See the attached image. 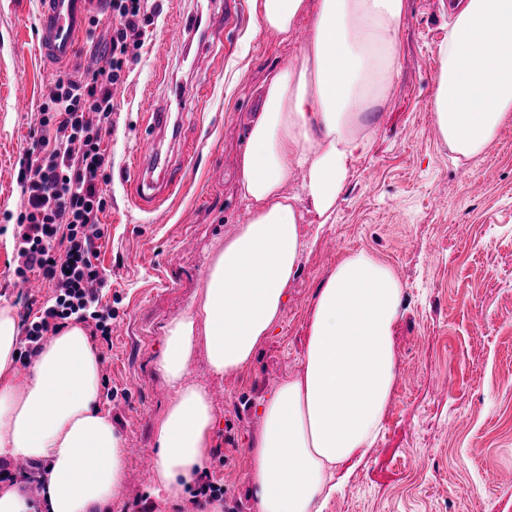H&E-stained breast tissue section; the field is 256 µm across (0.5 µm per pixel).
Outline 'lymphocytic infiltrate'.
<instances>
[{
	"label": "lymphocytic infiltrate",
	"instance_id": "lymphocytic-infiltrate-1",
	"mask_svg": "<svg viewBox=\"0 0 512 512\" xmlns=\"http://www.w3.org/2000/svg\"><path fill=\"white\" fill-rule=\"evenodd\" d=\"M149 0H109L112 34L107 67L78 79H60L41 108V135L20 162L27 206L16 224L14 274L39 273L53 288L52 303L29 324L25 352L34 355L63 320L90 322L103 338L112 335V310L99 305L106 281L92 258L104 235L99 215L107 201L101 189L111 158L102 146L112 130V88L126 82L134 50L150 22ZM66 239L58 250L57 239Z\"/></svg>",
	"mask_w": 512,
	"mask_h": 512
}]
</instances>
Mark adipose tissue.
Returning <instances> with one entry per match:
<instances>
[{
  "mask_svg": "<svg viewBox=\"0 0 512 512\" xmlns=\"http://www.w3.org/2000/svg\"><path fill=\"white\" fill-rule=\"evenodd\" d=\"M260 30L291 33L305 14L306 51L264 81L261 111L240 157L245 224L214 248L198 301L164 329L155 366L173 397L155 426L153 495L176 499L210 458L216 413L189 375L197 348L210 373L249 367L280 323L305 244L303 211L329 224L353 162L373 148L368 120L399 73L407 0H252ZM430 100L442 142L484 152L512 119V0H459ZM301 180L302 191L286 186ZM403 288L370 252H348L318 288L299 371L257 408L246 479L256 512H324L383 430L396 381L394 336ZM19 322L0 306V459L43 463L38 501L20 482L0 488V512H101L120 487L126 450L99 405L101 360L69 322L26 370Z\"/></svg>",
  "mask_w": 512,
  "mask_h": 512,
  "instance_id": "1",
  "label": "adipose tissue"
}]
</instances>
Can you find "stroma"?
I'll use <instances>...</instances> for the list:
<instances>
[{"mask_svg": "<svg viewBox=\"0 0 512 512\" xmlns=\"http://www.w3.org/2000/svg\"><path fill=\"white\" fill-rule=\"evenodd\" d=\"M143 46L123 93L114 97L111 157L103 184L107 228L97 264L112 308V341L91 343L111 397L100 404L128 447L124 480L108 512H206V499L151 495L154 428L173 396L155 367L164 326L193 304L212 250L247 217L239 160L261 108V85L305 51L310 17L288 36L258 30L251 0L239 24L198 53L197 34L169 39V18L224 0H154ZM37 0H0V305L21 321L52 294L48 282L22 293L13 237L25 197L19 160L40 131V106L55 81L84 73V59L107 66L106 25L80 40L77 61L53 69L36 47ZM448 33L441 0H408L399 35L400 69L389 99L373 114L371 152L359 158L336 203V221L305 214L308 242L273 336L245 370L211 376L197 356L192 380L208 386L217 425L205 482L223 489L224 512H255L245 450L257 432L255 410L303 361L314 296L337 261L365 249L389 263L404 288L394 338L398 378L384 429L325 512H512V121L482 155L456 159L430 111L436 44ZM206 83V98L179 118V133L158 134L152 114L175 84ZM152 139L170 164L192 141L196 154L182 190L159 207L135 209L131 154Z\"/></svg>", "mask_w": 512, "mask_h": 512, "instance_id": "obj_1", "label": "stroma"}]
</instances>
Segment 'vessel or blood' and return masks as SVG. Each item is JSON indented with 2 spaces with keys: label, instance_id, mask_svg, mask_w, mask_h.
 <instances>
[{
  "label": "vessel or blood",
  "instance_id": "b4317fda",
  "mask_svg": "<svg viewBox=\"0 0 512 512\" xmlns=\"http://www.w3.org/2000/svg\"><path fill=\"white\" fill-rule=\"evenodd\" d=\"M104 0H38L36 39L39 52L44 61L51 65L69 63L78 47L79 38L87 23V14L92 5L103 4ZM239 21L236 0H225L224 18L214 21L211 17L196 15L188 23H171L167 26L169 35L177 37L181 32L201 31L204 41L221 37L226 27L237 25ZM207 93L206 85L186 91L177 96L176 110L167 109L156 112L153 116L155 129L167 131L176 126L174 111H186L192 103L203 99ZM132 168L141 180L157 177L160 186L168 192H175L183 183L184 170L171 167L163 159L154 144H146L136 149L132 155Z\"/></svg>",
  "mask_w": 512,
  "mask_h": 512
}]
</instances>
